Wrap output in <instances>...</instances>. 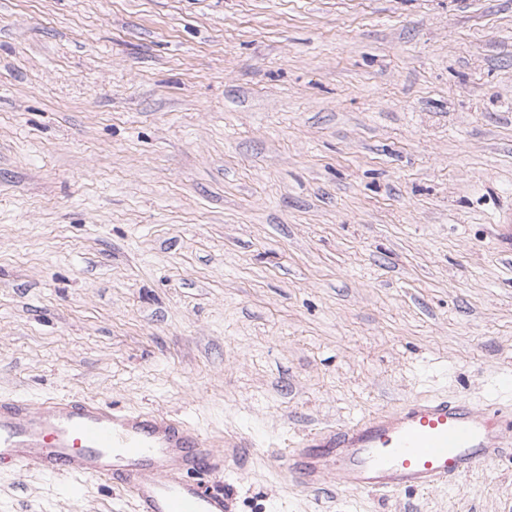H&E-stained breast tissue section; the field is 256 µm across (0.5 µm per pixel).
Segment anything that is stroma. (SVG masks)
Wrapping results in <instances>:
<instances>
[{"mask_svg":"<svg viewBox=\"0 0 512 512\" xmlns=\"http://www.w3.org/2000/svg\"><path fill=\"white\" fill-rule=\"evenodd\" d=\"M243 437L240 512H512L279 456L406 398L512 406V0H0V396ZM0 512H133L0 464Z\"/></svg>","mask_w":512,"mask_h":512,"instance_id":"stroma-1","label":"stroma"}]
</instances>
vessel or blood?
Here are the masks:
<instances>
[{"label":"vessel or blood","instance_id":"obj_1","mask_svg":"<svg viewBox=\"0 0 512 512\" xmlns=\"http://www.w3.org/2000/svg\"><path fill=\"white\" fill-rule=\"evenodd\" d=\"M512 452V412L499 403L414 398L303 437L284 467L305 487L321 475L354 491L447 488ZM186 422L130 412L78 396L31 404L0 397V464L104 479L128 492L136 512H237L232 486L200 477L237 466Z\"/></svg>","mask_w":512,"mask_h":512}]
</instances>
